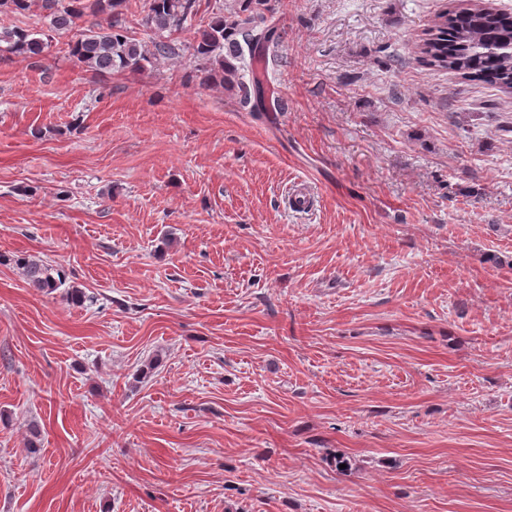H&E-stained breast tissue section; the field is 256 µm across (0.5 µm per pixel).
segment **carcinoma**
<instances>
[{
    "mask_svg": "<svg viewBox=\"0 0 512 512\" xmlns=\"http://www.w3.org/2000/svg\"><path fill=\"white\" fill-rule=\"evenodd\" d=\"M44 17L56 31H70L85 16L101 21L77 33L69 55L99 72L139 71L146 64L176 55L172 35L197 14L196 0H147L145 24L154 38L143 44L129 35L123 19L126 0H40ZM268 0H242L236 16L220 17L197 29L193 56L201 62L202 82L238 88L239 103L253 111L273 105L261 98L262 83L254 66L264 56L272 28L259 27ZM31 0H0V13L24 14ZM48 43L22 27L0 30V51L39 57ZM426 60L439 68L462 72L490 86L512 89V13L491 8L444 12L421 45ZM251 76L246 83L245 75ZM13 262L28 285L50 295L65 282L64 270L41 260L0 255Z\"/></svg>",
    "mask_w": 512,
    "mask_h": 512,
    "instance_id": "carcinoma-1",
    "label": "carcinoma"
}]
</instances>
